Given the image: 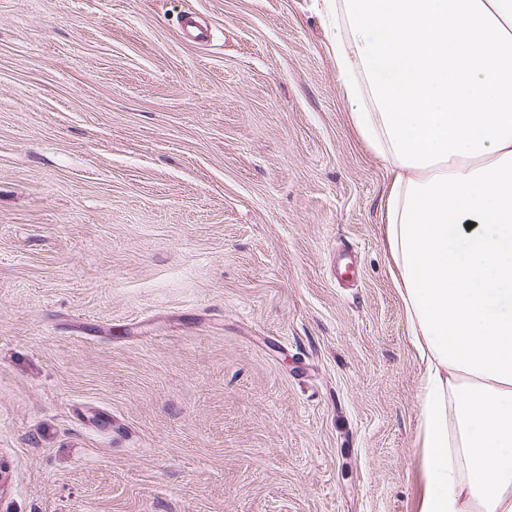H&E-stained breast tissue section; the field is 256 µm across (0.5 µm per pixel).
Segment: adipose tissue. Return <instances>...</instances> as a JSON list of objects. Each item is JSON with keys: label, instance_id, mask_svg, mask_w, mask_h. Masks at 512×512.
Segmentation results:
<instances>
[{"label": "adipose tissue", "instance_id": "ef3b65f1", "mask_svg": "<svg viewBox=\"0 0 512 512\" xmlns=\"http://www.w3.org/2000/svg\"><path fill=\"white\" fill-rule=\"evenodd\" d=\"M327 2L351 121L390 176L416 510L512 512V0Z\"/></svg>", "mask_w": 512, "mask_h": 512}]
</instances>
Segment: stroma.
<instances>
[{
  "label": "stroma",
  "instance_id": "35a3bbf8",
  "mask_svg": "<svg viewBox=\"0 0 512 512\" xmlns=\"http://www.w3.org/2000/svg\"><path fill=\"white\" fill-rule=\"evenodd\" d=\"M329 36L324 0H0V512H413L388 178Z\"/></svg>",
  "mask_w": 512,
  "mask_h": 512
}]
</instances>
